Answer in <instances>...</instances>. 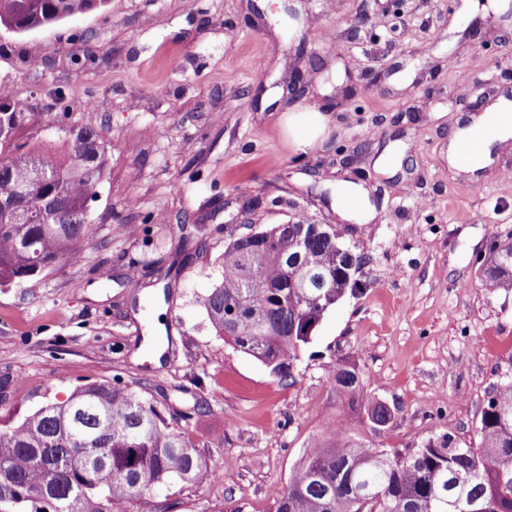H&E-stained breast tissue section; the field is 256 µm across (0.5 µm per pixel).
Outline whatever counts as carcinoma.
<instances>
[{"instance_id": "cac0c4a2", "label": "carcinoma", "mask_w": 512, "mask_h": 512, "mask_svg": "<svg viewBox=\"0 0 512 512\" xmlns=\"http://www.w3.org/2000/svg\"><path fill=\"white\" fill-rule=\"evenodd\" d=\"M108 0H0V29L24 34L83 15ZM30 113L0 93V194L44 177L45 215L18 223L0 197V287L19 284L78 255L91 203L109 165V146L71 127L51 147L24 140ZM330 224H275L224 248L221 278L200 298L215 333L280 377H290L321 322L357 279L364 253ZM487 288L512 291V243L495 242L479 268ZM336 393L363 396L359 369L331 371ZM477 446L434 434L412 452L391 454L345 432L316 442L280 496L276 512H472L471 502L512 512L497 496L512 477V379L489 393ZM206 472L193 442L129 388L89 383L0 427V512H130L158 486L195 484Z\"/></svg>"}]
</instances>
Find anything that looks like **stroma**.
I'll use <instances>...</instances> for the list:
<instances>
[{
	"mask_svg": "<svg viewBox=\"0 0 512 512\" xmlns=\"http://www.w3.org/2000/svg\"><path fill=\"white\" fill-rule=\"evenodd\" d=\"M479 18L481 54L466 34ZM3 84L30 140L87 126L111 152L80 259L0 288V426L89 382L140 392L224 479L133 512H276L338 421L391 452L444 432L478 444L487 394L512 378V292L478 278L512 238V138L475 178L449 169L448 137L512 90V0H108L1 31ZM303 108L331 134L301 152L281 117ZM355 184L371 219L351 211ZM298 220L344 229L367 262L288 379L216 336L199 299L229 240ZM153 335L168 343L158 362ZM344 362L391 410L382 430L337 397Z\"/></svg>",
	"mask_w": 512,
	"mask_h": 512,
	"instance_id": "35a3bbf8",
	"label": "stroma"
}]
</instances>
